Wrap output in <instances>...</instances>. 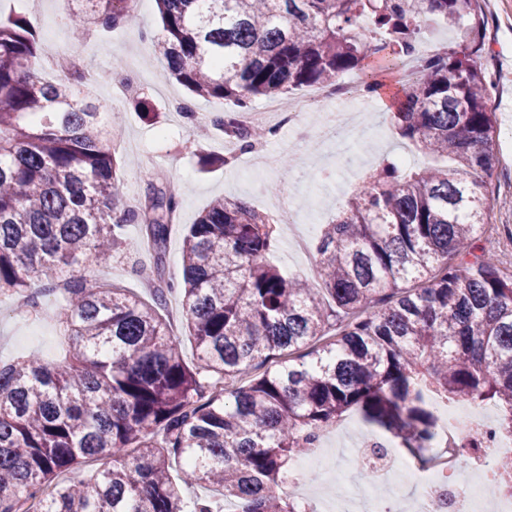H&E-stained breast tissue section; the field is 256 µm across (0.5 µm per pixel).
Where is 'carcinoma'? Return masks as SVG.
I'll return each instance as SVG.
<instances>
[{
    "label": "carcinoma",
    "instance_id": "obj_1",
    "mask_svg": "<svg viewBox=\"0 0 512 512\" xmlns=\"http://www.w3.org/2000/svg\"><path fill=\"white\" fill-rule=\"evenodd\" d=\"M80 2L65 16L76 41L136 21L131 0ZM157 4L168 71L239 112L373 58L389 66L416 52L429 17L447 21L454 47L422 59L393 117L403 139L454 167L383 160L323 225L318 286L267 263L275 238L250 205L214 200L184 237L190 366L159 313L175 288L161 260L178 196L152 186L125 208L127 161L82 96L84 73L45 79L33 26L0 21V292L35 309L32 283L62 285L69 344L62 365L0 364V512H212L185 499L189 485L221 489L238 512H307L283 483L325 427L356 411L417 454L435 424L431 394L491 403L496 430L512 434V274L475 253L496 167L478 0ZM235 112L210 127H235ZM127 224L155 254L150 301L86 272L121 257ZM90 458L106 461L92 479L54 483Z\"/></svg>",
    "mask_w": 512,
    "mask_h": 512
}]
</instances>
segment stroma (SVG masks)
<instances>
[{
    "mask_svg": "<svg viewBox=\"0 0 512 512\" xmlns=\"http://www.w3.org/2000/svg\"><path fill=\"white\" fill-rule=\"evenodd\" d=\"M43 3L46 14L58 17L59 22L54 26L35 22L41 44L57 43L62 51L82 58L84 69L96 82L97 102L122 132L126 143L123 154L130 161L122 171L125 198L141 202L149 186H181L177 221L171 227L163 258L165 279L181 280L185 229L215 198L246 201L265 215L271 202L287 206L293 194L301 213L318 229L329 223L357 190V182H341L335 176L313 172L310 159L320 149L313 138L302 140L297 153L285 154L282 169L260 178L253 177L243 164L224 163L223 134H194L181 113L171 108L175 98L191 99L197 112L208 116L223 111L224 106L215 99L190 96L182 85L165 78L164 65L151 41L161 28L155 0L137 6L134 25H121L83 42L73 39L64 22L65 0ZM480 5L486 19L481 62L495 85L490 106L499 130L494 145L499 164L488 186L489 227L483 233L490 240L512 236V77L506 74L512 67V0H480ZM353 77L361 83L374 80L381 86L372 104L382 121L383 139L377 142L362 137L357 154L377 161L390 152H411L392 120L403 97L404 69L367 68L354 72ZM137 93L149 98L152 118H144L136 110L132 99ZM143 260L142 254L128 251L112 265L97 268L95 274L148 300L153 291L135 272L136 264ZM63 299V291H56L45 300L42 310L30 312L20 309L17 296L0 295V361L30 354L48 362L59 360L61 333L54 312Z\"/></svg>",
    "mask_w": 512,
    "mask_h": 512,
    "instance_id": "obj_1",
    "label": "stroma"
}]
</instances>
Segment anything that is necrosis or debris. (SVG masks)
Wrapping results in <instances>:
<instances>
[{
	"mask_svg": "<svg viewBox=\"0 0 512 512\" xmlns=\"http://www.w3.org/2000/svg\"><path fill=\"white\" fill-rule=\"evenodd\" d=\"M361 90L348 78L288 101L272 100L255 111L238 115L240 129L265 126L270 115H278L289 127H308L324 146L315 167L329 170L333 161L353 152L359 132L371 125V114L361 109ZM436 416L433 440L424 463L413 465L395 454L391 439L367 434L358 442L337 450L351 463L355 475L345 492H337V471L322 468L326 457L322 446L311 448L295 462L283 489L288 495L308 497L307 471L321 474L318 488L330 496L329 512H430L434 498H442L444 512H512V434L497 433L485 414L484 405L461 406L434 402ZM482 434V445L471 443ZM374 467L362 477L365 464ZM495 478L501 489L487 499L481 494L486 478ZM411 480L413 490L403 493L401 479Z\"/></svg>",
	"mask_w": 512,
	"mask_h": 512,
	"instance_id": "4bbe7bcc",
	"label": "necrosis or debris"
}]
</instances>
